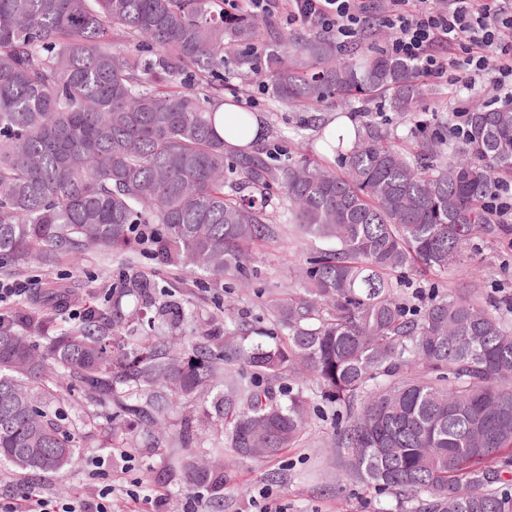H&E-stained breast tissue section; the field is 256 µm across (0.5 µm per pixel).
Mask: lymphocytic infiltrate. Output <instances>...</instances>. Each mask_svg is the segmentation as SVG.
Segmentation results:
<instances>
[{
    "label": "lymphocytic infiltrate",
    "mask_w": 512,
    "mask_h": 512,
    "mask_svg": "<svg viewBox=\"0 0 512 512\" xmlns=\"http://www.w3.org/2000/svg\"><path fill=\"white\" fill-rule=\"evenodd\" d=\"M387 0L374 9L369 0H224L232 14L246 10L266 15L282 8L288 24L321 30L345 46L371 24L386 30L385 54L416 62L417 75L434 81L446 78L456 67L461 80L490 81L503 103H512V6L501 0ZM458 46L456 63L435 51L438 43ZM0 512H112L106 495L63 504L44 498L36 490L0 500Z\"/></svg>",
    "instance_id": "1"
}]
</instances>
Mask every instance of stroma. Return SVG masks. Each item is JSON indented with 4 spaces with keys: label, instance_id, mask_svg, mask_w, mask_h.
Wrapping results in <instances>:
<instances>
[{
    "label": "stroma",
    "instance_id": "35a3bbf8",
    "mask_svg": "<svg viewBox=\"0 0 512 512\" xmlns=\"http://www.w3.org/2000/svg\"><path fill=\"white\" fill-rule=\"evenodd\" d=\"M432 90L417 108L411 120L400 121L380 99L350 101L348 106L329 105L315 112L276 105L267 90L249 88L256 103L254 112L263 119L266 137L262 148H279L290 153L298 148L318 151L320 127L329 121H351L362 126L373 119L387 132L391 141L414 145L421 128H438L452 121V111L460 101L454 87L431 83ZM294 243L283 241L261 251L248 279L227 277H188L177 296L187 302L191 318L178 330L184 340L193 339L201 328L215 333L224 330L223 311L231 309L245 324L250 340L272 344L284 340L285 332L271 315V304L283 289L297 287L294 277ZM471 254L488 291L493 295L512 293V240L477 238ZM159 268L149 251L129 257H117L102 248L85 250L79 265L60 260L52 267H37L19 261L0 268V278L37 281L67 279L76 285L85 303L100 304L104 289L118 282L122 274L136 270L149 275ZM294 390L310 401V425L296 448L269 462L256 461L226 452L220 463L227 481L223 501L206 495L205 512H258L261 501H268L278 512H420L421 501L400 502L391 492L378 493L354 478L345 477L346 456L336 448V428L346 411L326 399L322 388L308 374H298ZM64 424L79 441L82 452L66 472L43 476L20 473L0 467V498L17 496L22 488L32 487L53 499L94 498L111 491L115 500H123L132 483H140L145 494L139 512H153L155 496H163V512H184L194 493L183 472L177 471L162 484L154 474L171 464L172 454L180 453L178 441H169L170 455L158 454L144 436L129 440L125 452L105 448L110 424L102 409L74 395L62 407Z\"/></svg>",
    "mask_w": 512,
    "mask_h": 512
}]
</instances>
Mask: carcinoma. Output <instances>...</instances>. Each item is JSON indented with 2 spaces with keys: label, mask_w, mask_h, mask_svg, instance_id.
I'll use <instances>...</instances> for the list:
<instances>
[{
  "label": "carcinoma",
  "mask_w": 512,
  "mask_h": 512,
  "mask_svg": "<svg viewBox=\"0 0 512 512\" xmlns=\"http://www.w3.org/2000/svg\"><path fill=\"white\" fill-rule=\"evenodd\" d=\"M262 83L283 107L385 98L403 120L427 89L416 65L373 52L356 59L323 32L258 22L224 0H0V259L77 263L94 245L147 243L164 267L246 277L257 250L286 235L328 247L297 267L302 292L272 304L287 339L246 346L224 314L181 350L154 332L185 319L178 284L123 277L101 305L50 335L79 303L48 281L27 307L0 312V464L56 475L81 453L59 404L78 392L106 411L112 434L160 429L183 398L186 418L217 423L227 442L176 461L189 482L224 498V447L265 459L296 447L307 397L283 385L301 364L338 404L347 477L414 499L423 512H512V297L482 291L473 238L512 236L486 202L512 180V107L469 113L458 140L441 128L412 148L365 124L356 142L328 132L345 171L307 154L275 163L229 153L216 131L224 70ZM450 273L464 295L401 292L396 274ZM500 458V467L485 463Z\"/></svg>",
  "instance_id": "obj_1"
}]
</instances>
